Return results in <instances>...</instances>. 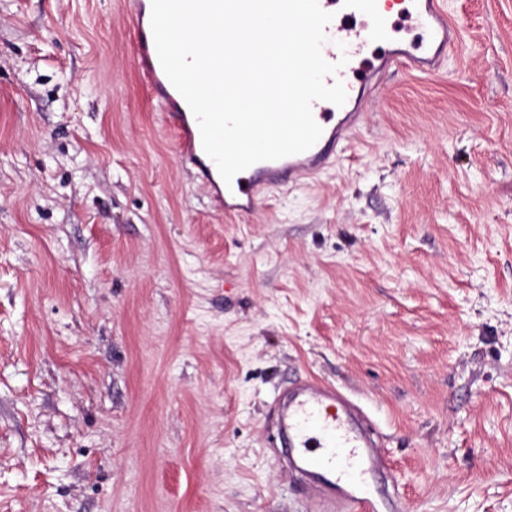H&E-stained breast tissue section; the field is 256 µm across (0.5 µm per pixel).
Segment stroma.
<instances>
[{"instance_id":"obj_1","label":"stroma","mask_w":512,"mask_h":512,"mask_svg":"<svg viewBox=\"0 0 512 512\" xmlns=\"http://www.w3.org/2000/svg\"><path fill=\"white\" fill-rule=\"evenodd\" d=\"M447 4L462 50L230 222L122 0H0V512H328L269 440L304 377L409 512H512V0Z\"/></svg>"}]
</instances>
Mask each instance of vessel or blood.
Returning <instances> with one entry per match:
<instances>
[{"instance_id":"b4317fda","label":"vessel or blood","mask_w":512,"mask_h":512,"mask_svg":"<svg viewBox=\"0 0 512 512\" xmlns=\"http://www.w3.org/2000/svg\"><path fill=\"white\" fill-rule=\"evenodd\" d=\"M406 17L415 23L412 43L394 36L389 0H318L333 16L325 29L324 58L339 63L326 84L342 82L343 106L318 100L312 105L322 129L307 151L278 160L260 161L225 183L202 145L198 122L181 94L166 76L151 29L152 0H126L132 21L134 66L148 93L164 110L175 133L182 163L195 169L216 209L244 218L259 205L262 191L298 185L332 168L341 145L365 122L363 109L375 97L383 77L402 66L429 74L442 67L462 41L459 23L448 13L446 0H401ZM282 444L313 477L314 493L341 504L346 512H402L401 505L379 502L371 489L378 467L368 425L359 422L336 388L313 380L290 386L277 405Z\"/></svg>"}]
</instances>
